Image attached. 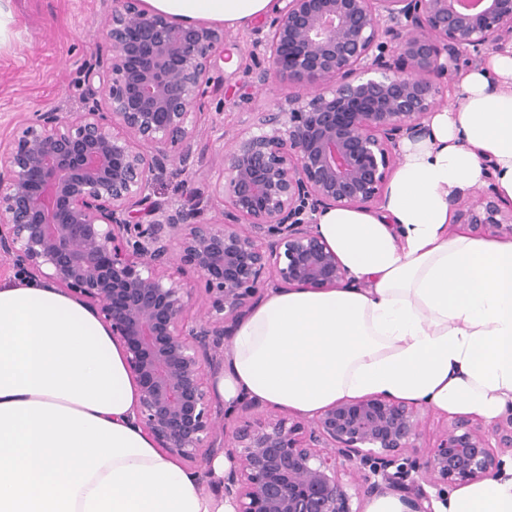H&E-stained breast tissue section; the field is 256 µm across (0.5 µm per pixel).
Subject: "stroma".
I'll return each mask as SVG.
<instances>
[{"mask_svg": "<svg viewBox=\"0 0 512 512\" xmlns=\"http://www.w3.org/2000/svg\"><path fill=\"white\" fill-rule=\"evenodd\" d=\"M14 36L0 47V137L36 110L73 112L81 109L89 93L85 77L89 63L106 57L109 48L101 36L112 0H11ZM250 27L231 30L229 64L213 72L214 85L202 105L203 125L219 118L222 132L204 136L206 150L192 175L167 178L157 183L159 197L189 201L204 188V173L220 164L228 151V136L242 128L249 113L265 112L274 103L295 94L285 82L247 89L244 70L252 66ZM248 94L237 105L240 94Z\"/></svg>", "mask_w": 512, "mask_h": 512, "instance_id": "obj_1", "label": "stroma"}]
</instances>
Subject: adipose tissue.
I'll list each match as a JSON object with an SVG mask.
<instances>
[{
	"mask_svg": "<svg viewBox=\"0 0 512 512\" xmlns=\"http://www.w3.org/2000/svg\"><path fill=\"white\" fill-rule=\"evenodd\" d=\"M179 20L229 27L274 0H147ZM378 211L336 207L317 232L350 287L269 292L240 324L214 382L306 417L384 395L496 418L512 403V240L451 231L452 198L484 184L512 202V52L458 77ZM121 346L81 302L39 280L0 282V512H234L229 462L184 470L135 424ZM437 512H512V467L457 488Z\"/></svg>",
	"mask_w": 512,
	"mask_h": 512,
	"instance_id": "adipose-tissue-1",
	"label": "adipose tissue"
}]
</instances>
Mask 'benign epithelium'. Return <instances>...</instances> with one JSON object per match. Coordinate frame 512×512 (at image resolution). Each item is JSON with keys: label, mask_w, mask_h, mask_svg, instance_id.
<instances>
[{"label": "benign epithelium", "mask_w": 512, "mask_h": 512, "mask_svg": "<svg viewBox=\"0 0 512 512\" xmlns=\"http://www.w3.org/2000/svg\"><path fill=\"white\" fill-rule=\"evenodd\" d=\"M276 2L253 30L264 61L247 84L316 91L246 122L186 205L156 198L155 185L195 173L202 100L230 59L224 29L113 0L111 54L88 67L98 87L82 109L32 112L0 141V256L110 327L139 392L136 424L183 462L224 455L235 512H362L353 499L387 492L435 512L444 487L501 470L512 405L490 422L455 416L430 442L417 405L383 395L310 421L242 398L228 433L210 379L270 289L348 284L319 216L380 205L400 142L429 133L448 79L512 49V0ZM454 206L458 223L512 237V204L494 186Z\"/></svg>", "instance_id": "1"}]
</instances>
